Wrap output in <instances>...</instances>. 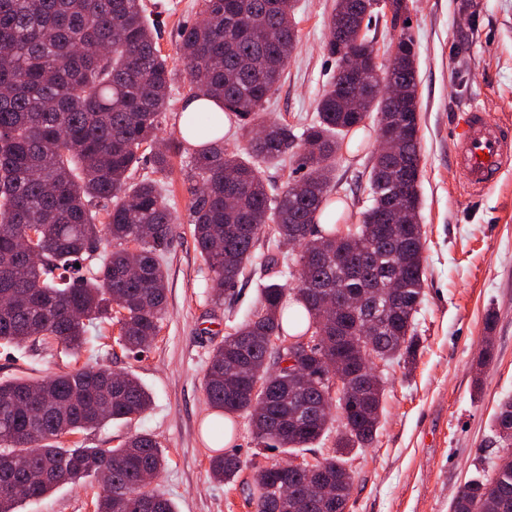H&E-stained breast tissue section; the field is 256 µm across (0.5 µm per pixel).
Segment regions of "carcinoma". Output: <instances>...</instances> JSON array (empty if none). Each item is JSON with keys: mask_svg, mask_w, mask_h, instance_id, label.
I'll return each instance as SVG.
<instances>
[{"mask_svg": "<svg viewBox=\"0 0 512 512\" xmlns=\"http://www.w3.org/2000/svg\"><path fill=\"white\" fill-rule=\"evenodd\" d=\"M202 2L203 19L180 30L179 70L161 54L143 0H0V347H61L77 362L87 327L112 322L127 351L153 345L175 218L157 180L130 179L185 74L188 100L216 105L189 114L199 144L183 169L210 299L223 304L257 271L268 278L249 318L213 349L206 398L224 416L251 419L255 457L293 454L336 432L332 447L299 468L221 453L211 472L230 483L251 467L255 512H345L352 487L345 459L373 440L384 391L360 359L410 366L420 348L414 318L423 296V232L401 215L418 209L422 174L415 42L410 26L401 27L388 44L393 66L367 67L369 82H386L385 92L356 101L352 33L370 29L374 0H337L325 44L336 74L315 118L299 135L284 121L258 130L297 45L294 0ZM372 112L378 135L396 140L391 153L373 157L372 204L357 224L341 223L343 212L320 224L340 140ZM230 113L242 121L248 160L220 146L222 115ZM298 146L302 179L270 196L258 165L280 164ZM179 151L174 142L153 151L154 172H166ZM32 227L36 239L23 252L20 239ZM263 239L271 247L259 253ZM103 241L112 250L99 254ZM283 245L297 249L293 285L281 280ZM283 355L312 374L307 384L289 367L274 370ZM150 404L134 376L105 368L1 379L0 512L88 478L103 483L96 512H176L164 493L142 483L165 466L153 435L135 432L116 448L63 438L129 423ZM493 425L500 447L511 450L512 395L500 400ZM18 482L22 496L12 491ZM476 504L480 512H512V463L491 479L466 481L453 512H474Z\"/></svg>", "mask_w": 512, "mask_h": 512, "instance_id": "1", "label": "carcinoma"}]
</instances>
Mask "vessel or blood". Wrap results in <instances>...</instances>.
<instances>
[{
	"mask_svg": "<svg viewBox=\"0 0 512 512\" xmlns=\"http://www.w3.org/2000/svg\"><path fill=\"white\" fill-rule=\"evenodd\" d=\"M454 138L457 166L470 194L486 192L503 170L512 166V130L489 118L479 107L459 114Z\"/></svg>",
	"mask_w": 512,
	"mask_h": 512,
	"instance_id": "1",
	"label": "vessel or blood"
}]
</instances>
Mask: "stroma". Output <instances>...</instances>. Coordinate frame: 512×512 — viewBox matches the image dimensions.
<instances>
[{
    "mask_svg": "<svg viewBox=\"0 0 512 512\" xmlns=\"http://www.w3.org/2000/svg\"><path fill=\"white\" fill-rule=\"evenodd\" d=\"M335 8L336 0H295L298 47L263 119L287 121L297 132L313 119L336 71L324 50ZM201 10V0H181L177 12H159L163 55L175 56L180 29L199 20ZM411 18L422 167L425 283L414 321L421 348L411 369L396 361L377 369L385 386L382 416L372 443L347 458L353 487L345 512H451L469 478L493 476L502 455L493 415L512 394V168L484 194H468L452 136L458 113L473 105L512 124V0H411ZM377 138L372 115L336 157L332 198L354 219L371 204L366 184ZM190 152L183 146L158 177L177 224L164 258L166 314L155 343L139 355L127 352L115 342L113 326L106 344L81 356L88 365L134 375L152 404L139 420L110 422L77 440L88 448H113L134 432L151 433L167 460L160 490L178 512H254L248 500L252 469L226 483L209 467L221 451L251 458L252 422L233 416L229 438L214 444L208 426L215 412L202 382L214 347L248 318L262 281L255 276L239 284L231 307L211 302L206 265L188 222L193 197L182 168ZM487 346L492 358L482 367L479 356ZM69 367L60 353L0 348V379L30 372L45 377ZM96 489L90 481L66 483L27 501L21 512H89Z\"/></svg>",
    "mask_w": 512,
    "mask_h": 512,
    "instance_id": "1",
    "label": "stroma"
}]
</instances>
